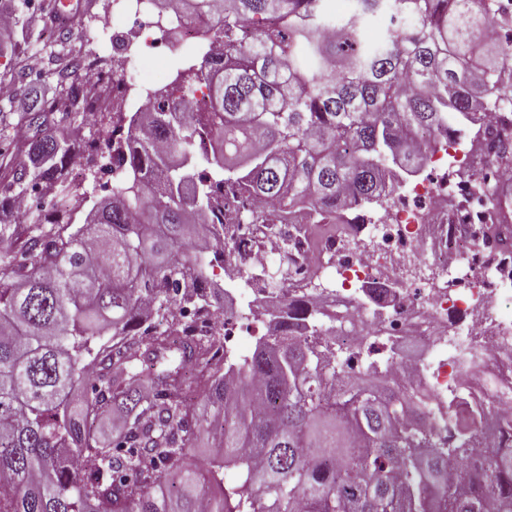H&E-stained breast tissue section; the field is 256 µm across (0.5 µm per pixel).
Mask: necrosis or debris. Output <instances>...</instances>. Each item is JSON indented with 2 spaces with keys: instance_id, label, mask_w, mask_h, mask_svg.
<instances>
[{
  "instance_id": "1",
  "label": "necrosis or debris",
  "mask_w": 512,
  "mask_h": 512,
  "mask_svg": "<svg viewBox=\"0 0 512 512\" xmlns=\"http://www.w3.org/2000/svg\"><path fill=\"white\" fill-rule=\"evenodd\" d=\"M112 28L135 32L152 58L173 53L145 0H123ZM94 77L111 85L113 105L153 110L151 75L133 84L122 70ZM420 144L427 178L407 184L389 210L357 224L356 252H346L340 237L313 241L302 237L299 225H284V236L299 239L303 254L293 282L301 284L324 256H334L338 286L314 298L347 315L351 325L321 337L323 348L356 376L372 362H401L394 383L421 399L422 424L438 422L445 435L453 430L449 401L461 394L471 403L486 401L491 413L482 429L492 432L497 417L512 413V316L500 303L501 295H512V251L494 238L477 241L473 227L489 222L490 211L458 178L445 144L425 137ZM370 336L377 342L368 348ZM414 339L423 354L404 359L401 347Z\"/></svg>"
}]
</instances>
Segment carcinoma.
<instances>
[{"label":"carcinoma","mask_w":512,"mask_h":512,"mask_svg":"<svg viewBox=\"0 0 512 512\" xmlns=\"http://www.w3.org/2000/svg\"><path fill=\"white\" fill-rule=\"evenodd\" d=\"M499 0H149L165 27L205 16L224 45L183 55L157 88L154 112L134 116L113 147L130 177L93 205L77 233L63 161L85 143L44 133L99 97L71 73L90 51L56 58L60 92L27 115V163L0 185V512H512V443L486 468L460 470L487 409L448 406L445 439L404 413L405 393L372 369L330 363L311 329L342 317L293 302L299 322L273 331L238 364L218 354L219 331L178 336L180 284L209 311L200 263L203 223L224 207L222 185L259 204L224 225L223 252L257 263L239 230L282 224L304 209L336 224L345 208L381 204L423 168L418 136L475 125L506 101L512 45L486 51L490 23L512 30ZM415 24L378 40L366 23L388 13ZM338 21L333 37L320 36ZM204 87L208 104L189 96ZM61 117H56V114ZM512 160V126L492 162ZM52 194L51 211L17 228L14 187ZM112 335L107 339L106 335ZM121 349H111V344ZM90 392L81 403L77 388ZM201 396L207 417L191 421ZM123 407V431L101 440V413ZM204 436L216 452L187 456ZM237 478L224 481V470Z\"/></svg>","instance_id":"cac0c4a2"}]
</instances>
